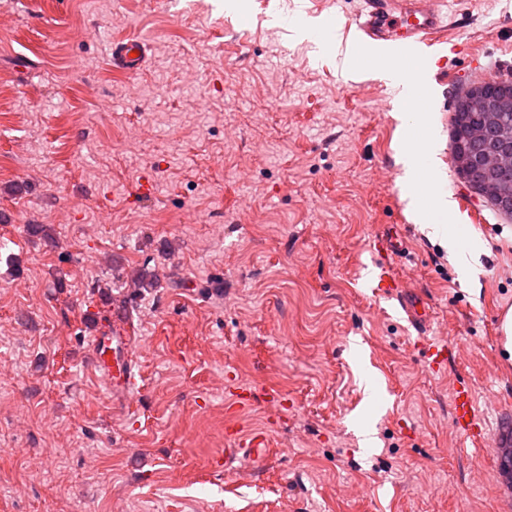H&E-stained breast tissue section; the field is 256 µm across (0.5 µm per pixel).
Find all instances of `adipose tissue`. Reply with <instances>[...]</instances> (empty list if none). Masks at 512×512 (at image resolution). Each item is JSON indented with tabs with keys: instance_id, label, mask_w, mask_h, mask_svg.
<instances>
[{
	"instance_id": "ef3b65f1",
	"label": "adipose tissue",
	"mask_w": 512,
	"mask_h": 512,
	"mask_svg": "<svg viewBox=\"0 0 512 512\" xmlns=\"http://www.w3.org/2000/svg\"><path fill=\"white\" fill-rule=\"evenodd\" d=\"M381 77L396 89L395 103L397 117L406 132V139L398 151V161L402 164L404 175V197L407 211L412 220L428 225L433 238L455 242L461 230L452 224L454 203L449 196L428 194L425 186L437 166V145L427 125V117L419 103L409 96L400 71L414 72L415 63H404L402 70H394L387 63H379Z\"/></svg>"
}]
</instances>
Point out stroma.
Returning a JSON list of instances; mask_svg holds the SVG:
<instances>
[{
    "mask_svg": "<svg viewBox=\"0 0 512 512\" xmlns=\"http://www.w3.org/2000/svg\"><path fill=\"white\" fill-rule=\"evenodd\" d=\"M445 2L427 111L453 195L449 117L488 73L512 78V0ZM0 4V512H512L450 412L465 381L488 434L512 415V217L456 210L483 246L473 283L409 220L394 90L372 53L304 34L353 43L360 0ZM129 36L147 47L134 75L109 62ZM393 225L408 255L389 264L429 299L446 372L368 287ZM141 270L160 282L127 301L142 386L121 406L89 328ZM230 425L268 433L269 456L225 461Z\"/></svg>",
    "mask_w": 512,
    "mask_h": 512,
    "instance_id": "35a3bbf8",
    "label": "stroma"
}]
</instances>
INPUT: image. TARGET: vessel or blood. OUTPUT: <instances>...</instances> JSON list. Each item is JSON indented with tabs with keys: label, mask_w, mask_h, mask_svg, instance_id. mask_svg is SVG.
I'll return each instance as SVG.
<instances>
[{
	"label": "vessel or blood",
	"mask_w": 512,
	"mask_h": 512,
	"mask_svg": "<svg viewBox=\"0 0 512 512\" xmlns=\"http://www.w3.org/2000/svg\"><path fill=\"white\" fill-rule=\"evenodd\" d=\"M443 0H364L355 23L364 43L392 42L404 52L423 53L441 44V31L451 24L443 10ZM143 43L136 39L118 43L112 48V59L124 72L137 73L145 56ZM403 237L399 231L383 234L374 245L380 261L371 270L372 292L375 296L397 302L406 321L416 330L426 329L430 313L423 302L410 297L400 286L393 269L385 262L389 252L402 249ZM134 326L128 320L123 305L112 308V333L90 338L92 365L107 379L115 398L127 400L136 385ZM452 419L472 443L485 440V428L476 408L471 387L454 388L451 397Z\"/></svg>",
	"instance_id": "1"
}]
</instances>
